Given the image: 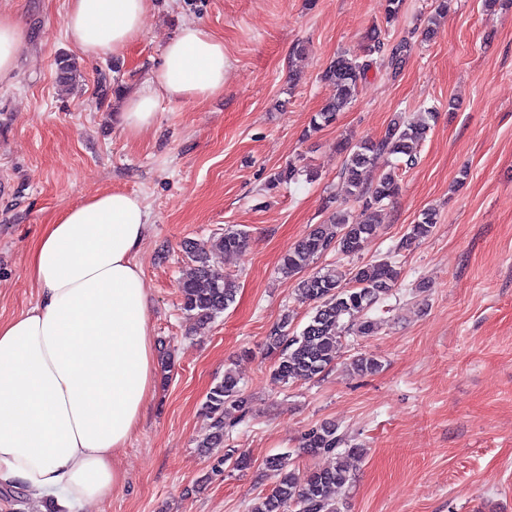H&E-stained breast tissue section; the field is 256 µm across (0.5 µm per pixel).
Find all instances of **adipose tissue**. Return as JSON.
Returning <instances> with one entry per match:
<instances>
[{
    "mask_svg": "<svg viewBox=\"0 0 512 512\" xmlns=\"http://www.w3.org/2000/svg\"><path fill=\"white\" fill-rule=\"evenodd\" d=\"M151 0H69L65 32L85 57L115 56L143 31ZM26 29L0 8V82L11 80ZM224 41L185 24L165 44L148 88L128 95L131 136L156 119L160 98L205 100L224 90ZM148 212L138 196L96 193L64 209L34 246L35 304L0 322V483L58 512L111 499L125 482L112 461L155 387L157 354L135 260Z\"/></svg>",
    "mask_w": 512,
    "mask_h": 512,
    "instance_id": "1",
    "label": "adipose tissue"
}]
</instances>
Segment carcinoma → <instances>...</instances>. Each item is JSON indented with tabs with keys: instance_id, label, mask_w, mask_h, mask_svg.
<instances>
[{
	"instance_id": "carcinoma-1",
	"label": "carcinoma",
	"mask_w": 512,
	"mask_h": 512,
	"mask_svg": "<svg viewBox=\"0 0 512 512\" xmlns=\"http://www.w3.org/2000/svg\"><path fill=\"white\" fill-rule=\"evenodd\" d=\"M452 0H435L434 14L425 28V35L437 33L439 19L451 9ZM411 50L410 43L401 39L384 41L376 32L367 37L361 53L343 51L337 54L323 71L322 80L331 89L327 103L313 119L316 130L331 123L336 114L350 105L358 95L359 87L374 65L382 63L394 71L399 70ZM60 90L73 88L79 76L75 59L62 56L57 60ZM429 126L421 120L398 121L390 125L379 137L361 139L355 143L344 140L337 150L344 154L341 175L346 184L350 201L360 212L356 215L334 206L336 199L327 198L325 209H333L328 220L316 224L297 240L282 259L280 271L285 277H293L309 265L316 256L334 250L351 256L361 252L376 231L377 209L395 198L399 191L395 170L391 169L371 183L362 180L363 171L379 157L415 162L416 152L424 140ZM437 224V213L427 209L421 218L410 226L402 246L409 247L415 241L428 237ZM247 244V234L241 230L224 233L215 244L223 251H238ZM185 253L192 262L190 272L178 285L181 309L204 323L213 319L231 303L236 285L229 277L220 278L210 268V252L193 243L185 245ZM399 272L388 258L372 261L350 272L349 282L342 283L334 269L322 268L307 275L298 284V296L312 304V312L300 334L288 333V318L273 327L266 338V350L277 356L273 379L287 384L295 380H310L323 373L340 357L342 337L346 332V320L357 321V335L369 336L376 330V322L367 313L396 288ZM248 398L239 386V380L230 371L224 379L210 388L203 403V410L212 419L210 430L198 447L206 454L216 448H224L225 413L228 409L247 413ZM345 439L338 434L334 424L313 426L301 437L299 448L310 455H332L336 465L305 473L290 467L288 456L274 455L266 459L265 469L274 479L271 493L254 503L252 512H340L333 492L348 484L351 474L347 458L362 456L359 447L342 448ZM229 464L236 470L250 467L249 456L235 448H225L217 458L216 466Z\"/></svg>"
}]
</instances>
